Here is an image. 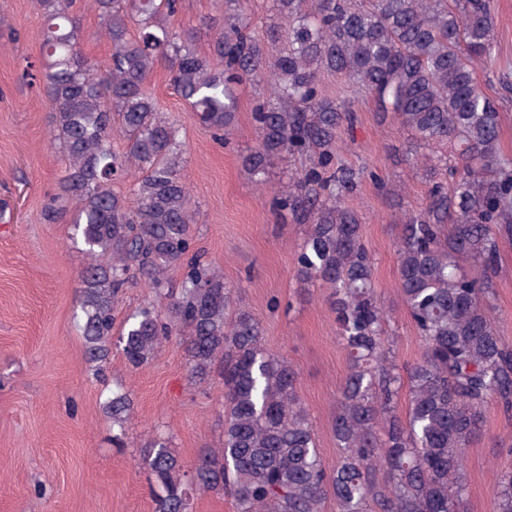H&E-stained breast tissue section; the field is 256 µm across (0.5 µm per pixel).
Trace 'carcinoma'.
Segmentation results:
<instances>
[{
	"instance_id": "carcinoma-1",
	"label": "carcinoma",
	"mask_w": 512,
	"mask_h": 512,
	"mask_svg": "<svg viewBox=\"0 0 512 512\" xmlns=\"http://www.w3.org/2000/svg\"><path fill=\"white\" fill-rule=\"evenodd\" d=\"M250 0H224V27L207 54L169 22L181 0H92L106 67L77 50L74 0H35L42 31L45 97L64 168L49 222L72 224L89 263L77 325L88 360L103 373L112 347L115 299L139 277L169 305H144L124 322L119 344L135 368L176 336L187 373L224 384L222 447L183 471L168 439L149 443L155 512H192L197 493L229 491L235 512H461L464 450L482 434L488 404L512 416V344L498 333V238L512 234V158L500 148L501 112L476 68L493 54L492 0H267L277 22L257 37ZM166 61L171 82L198 122L222 144L236 120V86L266 88L252 113L258 141L242 158L260 177L284 156L305 166L276 206L306 225L294 255L301 282L329 290L348 370L332 432L342 455L327 464L298 393V375L265 345L262 323L233 308L236 288L193 251L192 209L182 178L185 143L149 88ZM325 75L366 92L382 121L424 146L445 145L449 181H434L425 206L401 225L399 291L422 348L406 373L396 363L389 316L374 278L362 217L346 203L361 173L336 164V142L354 122L353 103L328 96ZM127 142L112 149V136ZM140 174L131 210L114 187ZM183 269L173 295L167 271ZM408 411L397 413L402 390ZM119 428L126 392L105 401ZM494 512H512V467L497 473Z\"/></svg>"
}]
</instances>
